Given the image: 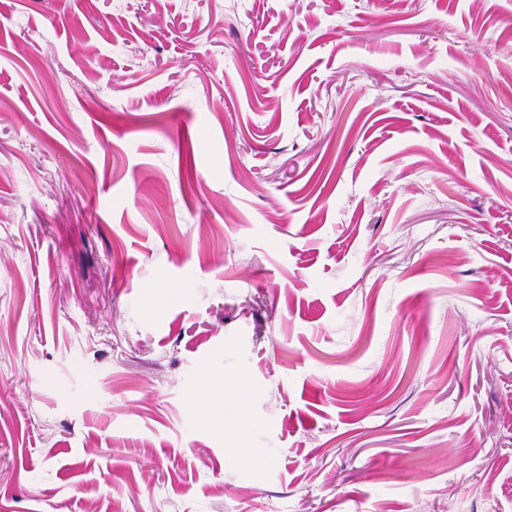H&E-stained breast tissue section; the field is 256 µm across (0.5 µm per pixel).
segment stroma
Wrapping results in <instances>:
<instances>
[{
	"label": "stroma",
	"mask_w": 512,
	"mask_h": 512,
	"mask_svg": "<svg viewBox=\"0 0 512 512\" xmlns=\"http://www.w3.org/2000/svg\"><path fill=\"white\" fill-rule=\"evenodd\" d=\"M0 512H512V0H0Z\"/></svg>",
	"instance_id": "1"
}]
</instances>
